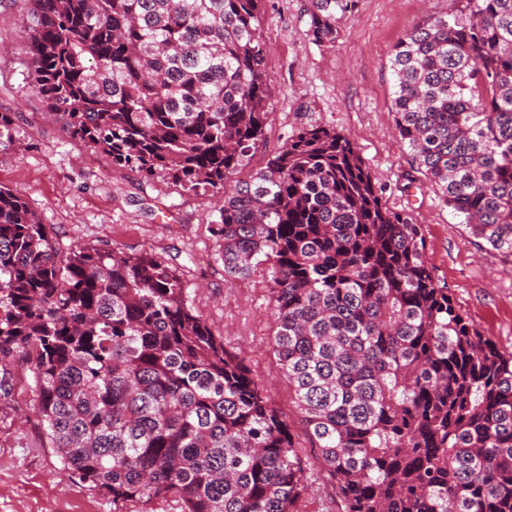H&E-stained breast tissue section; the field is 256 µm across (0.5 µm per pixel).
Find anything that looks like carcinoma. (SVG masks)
<instances>
[{
	"label": "carcinoma",
	"instance_id": "carcinoma-1",
	"mask_svg": "<svg viewBox=\"0 0 512 512\" xmlns=\"http://www.w3.org/2000/svg\"><path fill=\"white\" fill-rule=\"evenodd\" d=\"M28 76L112 167L219 199L224 279L268 271L272 345L345 512H512V351L435 280L421 225L382 204L351 141L297 128L238 179L268 115L261 0H24ZM393 48L412 162L512 258V0H454ZM354 0H311L336 39ZM14 113H0V148ZM21 357L61 474L182 512H297L295 433L168 263L58 251L0 185V364Z\"/></svg>",
	"mask_w": 512,
	"mask_h": 512
}]
</instances>
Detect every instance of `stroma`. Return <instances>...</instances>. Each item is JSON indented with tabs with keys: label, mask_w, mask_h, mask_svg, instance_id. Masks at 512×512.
Instances as JSON below:
<instances>
[{
	"label": "stroma",
	"mask_w": 512,
	"mask_h": 512,
	"mask_svg": "<svg viewBox=\"0 0 512 512\" xmlns=\"http://www.w3.org/2000/svg\"><path fill=\"white\" fill-rule=\"evenodd\" d=\"M453 0H357L341 14L334 42L306 36L310 0H262L270 115L250 153L249 170L264 166L307 121L336 129L356 147L381 190L383 204L421 224L426 259L441 285L480 332L512 351V259L470 234L412 163L392 112L389 60L414 26L448 14ZM23 0H0V112L15 113L12 140L0 151V184L17 190L46 224L60 250L77 244L161 256L181 278L196 309L228 349L245 350L271 406L299 422L271 339L274 306L268 275L224 280L214 236V198L169 180L115 170L46 113L28 77V47L17 35ZM13 385L0 402V512H113L112 500L88 484L60 476V459L43 447L32 410L35 389L25 365L0 368ZM307 488L298 512H344L316 452L296 436Z\"/></svg>",
	"instance_id": "1"
}]
</instances>
